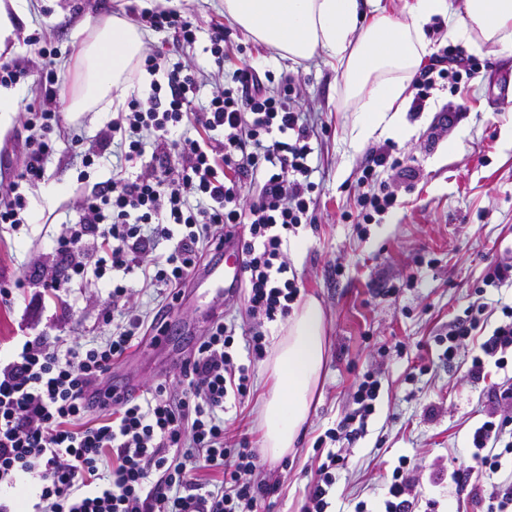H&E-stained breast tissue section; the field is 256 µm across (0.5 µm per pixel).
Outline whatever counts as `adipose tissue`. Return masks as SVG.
<instances>
[{"label": "adipose tissue", "mask_w": 512, "mask_h": 512, "mask_svg": "<svg viewBox=\"0 0 512 512\" xmlns=\"http://www.w3.org/2000/svg\"><path fill=\"white\" fill-rule=\"evenodd\" d=\"M371 0H224V14L235 25L274 50L299 61L316 53L335 60L344 77L345 104L353 114L352 143L375 136H398L405 129L406 91L431 53L427 27L446 18L451 34L473 46L512 50V0H409L403 17L374 9L360 26ZM144 34L114 15L74 45L77 85L71 112H114L138 88L130 79L140 67ZM327 356L325 317L320 301L308 297L295 308L282 334L275 336L266 361L270 385L257 408L264 451L280 458L292 451L305 424Z\"/></svg>", "instance_id": "adipose-tissue-1"}]
</instances>
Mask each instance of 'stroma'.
<instances>
[{"instance_id":"obj_1","label":"stroma","mask_w":512,"mask_h":512,"mask_svg":"<svg viewBox=\"0 0 512 512\" xmlns=\"http://www.w3.org/2000/svg\"><path fill=\"white\" fill-rule=\"evenodd\" d=\"M134 4L26 0L22 18L14 22L20 47L14 58L27 69L16 84L20 104L38 98L43 68L54 69L61 80L56 103L61 128L77 129L87 144H94L113 115L68 111L75 89L69 67L72 43L109 16L125 15ZM169 8L196 26L193 49L179 48L171 34L149 29L144 48L205 72L198 103L230 85L235 69L248 63L270 71L275 84L293 83L304 120L321 131L314 153L319 166L314 179L320 184L316 222L290 238L287 257L301 297H316L324 309L327 362L294 451L278 459L260 458L256 479L278 483L279 489L260 501L258 512H304L307 491L323 461L316 442L353 409L356 383L366 374L380 381V397L366 433L331 446L348 460L347 468L336 473L333 512H355L361 501L369 512H381L391 473L403 456L411 460L408 481L415 512H485L491 480L461 488L449 474L453 461L469 462L474 428L488 415L507 416L506 408L495 405L494 392L512 384V367L491 365L484 379H469L475 340H463L453 363L447 364L437 339L449 323L469 315L480 320L482 335H490L503 321V306L512 305V278L486 281L494 266L512 264V144L502 135L512 126V93L500 92L501 74L512 73V53L461 45L447 27L430 28L432 51L458 44L487 68L458 92L437 86L424 110L405 113L410 134L395 138L391 152L398 167L377 170L379 180L395 190L397 203L363 224L357 217L356 198L364 191L358 179L385 140L375 137L352 145L353 115L339 108L341 68L322 54L297 63L279 58L228 21L221 0H171ZM218 25L230 52L221 67L210 52V36ZM46 41L57 47V56L42 57ZM454 141L460 148L452 153L448 145ZM117 152L109 146L86 169L67 139L57 138L43 181L28 194L29 223L0 231V277L23 283L14 306L0 309V344L43 333L83 344L111 335L112 325L104 320L110 309L109 285L75 282L65 312L52 302H40V287L31 273L54 261L58 237L78 221L83 195L111 178ZM127 284L129 309L148 320L158 311H170V329L113 364L109 379L142 389L160 380L177 384L182 356L210 326L212 292L193 287L183 302L174 304L142 289L138 279ZM238 358L250 363L252 386L249 397L224 414L226 440L235 444L245 438L256 449L255 408L269 380L263 361L249 362L243 348Z\"/></svg>"}]
</instances>
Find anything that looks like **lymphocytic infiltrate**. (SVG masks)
Wrapping results in <instances>:
<instances>
[{"label":"lymphocytic infiltrate","instance_id":"lymphocytic-infiltrate-1","mask_svg":"<svg viewBox=\"0 0 512 512\" xmlns=\"http://www.w3.org/2000/svg\"><path fill=\"white\" fill-rule=\"evenodd\" d=\"M151 93L131 99L98 134V146L71 132L70 144L84 166L101 148L118 143L132 164L153 146L158 166L129 177L97 183L80 202L81 216L57 240V259L35 269L44 299L64 301L70 286L116 274L113 303L127 299L123 278L136 275L144 287L178 301L204 256L235 234L244 255L246 313L255 330L237 341L235 330L215 318L183 359L178 390L167 381L134 399L116 394L105 377L115 362L151 331L144 318L128 316L111 336L85 346L39 335L14 341L0 361V488H22L21 497L0 496V512H255L276 485L254 480L260 467L248 439L224 440L227 401H243L251 374L237 363L238 345L253 358L266 352L262 325L286 319L299 296L284 248L300 227L316 222L317 184L312 176L313 127L304 122L294 87L276 92L269 73L247 66L233 83L197 107L201 74L169 68L162 53L147 57ZM478 60L454 50L430 57L413 80L411 111H421L437 80L450 91L475 79ZM59 95L54 72L40 78L38 103L24 107L27 135L22 167L0 206V224L20 229L29 216L27 189L44 178L58 124L52 109ZM380 148L359 178L363 222L393 207L394 192L377 183ZM503 324L479 346L467 374L483 378L487 363L512 362V306ZM381 383L367 375L354 393V409L328 429V439L354 441L375 411ZM507 419L488 417L472 433L470 465L450 477L466 485L472 477L496 475L512 441H504ZM344 457L327 452L311 485L305 512H328L336 473ZM211 479L199 478V471Z\"/></svg>","mask_w":512,"mask_h":512}]
</instances>
